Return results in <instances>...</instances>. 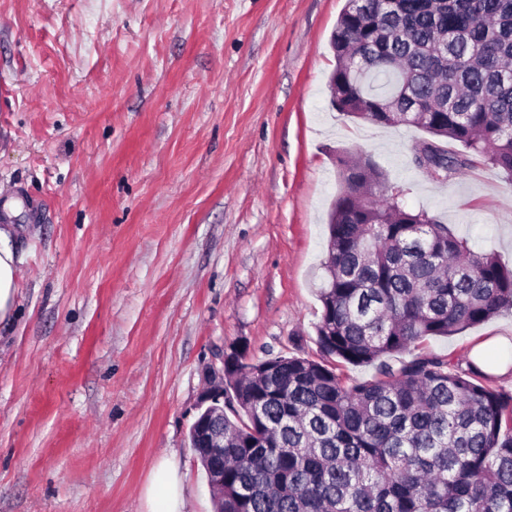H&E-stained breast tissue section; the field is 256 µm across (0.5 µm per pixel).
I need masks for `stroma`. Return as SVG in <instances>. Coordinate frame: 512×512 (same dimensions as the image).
<instances>
[{"label": "stroma", "mask_w": 512, "mask_h": 512, "mask_svg": "<svg viewBox=\"0 0 512 512\" xmlns=\"http://www.w3.org/2000/svg\"><path fill=\"white\" fill-rule=\"evenodd\" d=\"M345 0H0V227L23 279L0 325V512H150L160 463L213 512L189 446L206 366L319 358L339 160L512 266V186L445 183L424 130L331 104ZM507 312L428 350L466 363Z\"/></svg>", "instance_id": "35a3bbf8"}]
</instances>
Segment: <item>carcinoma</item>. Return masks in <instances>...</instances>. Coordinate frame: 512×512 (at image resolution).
<instances>
[{
	"instance_id": "1",
	"label": "carcinoma",
	"mask_w": 512,
	"mask_h": 512,
	"mask_svg": "<svg viewBox=\"0 0 512 512\" xmlns=\"http://www.w3.org/2000/svg\"><path fill=\"white\" fill-rule=\"evenodd\" d=\"M347 0L331 35L336 109L414 126L445 182H512V0ZM460 146L450 152L448 142ZM317 288L320 358L224 362L217 512H512V393L423 351L512 311V267L340 160ZM372 366L355 381L339 365Z\"/></svg>"
}]
</instances>
